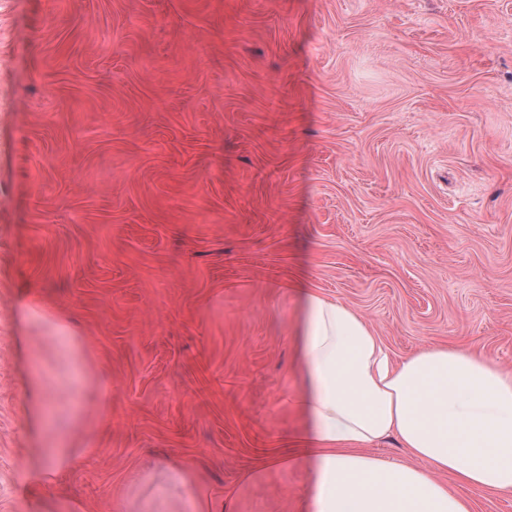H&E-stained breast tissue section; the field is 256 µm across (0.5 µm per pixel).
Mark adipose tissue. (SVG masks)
Returning <instances> with one entry per match:
<instances>
[{"label":"adipose tissue","instance_id":"adipose-tissue-1","mask_svg":"<svg viewBox=\"0 0 512 512\" xmlns=\"http://www.w3.org/2000/svg\"><path fill=\"white\" fill-rule=\"evenodd\" d=\"M293 336L310 512H471L441 482L512 493V371L453 346L396 362L358 311L301 289ZM396 437L410 460L365 448ZM165 469L189 512H215L191 468Z\"/></svg>","mask_w":512,"mask_h":512}]
</instances>
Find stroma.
Instances as JSON below:
<instances>
[{
	"instance_id": "stroma-1",
	"label": "stroma",
	"mask_w": 512,
	"mask_h": 512,
	"mask_svg": "<svg viewBox=\"0 0 512 512\" xmlns=\"http://www.w3.org/2000/svg\"><path fill=\"white\" fill-rule=\"evenodd\" d=\"M301 285L512 368V0H0V512H308ZM75 457L74 453L61 449L55 453L43 454L39 452V459L31 473L34 477L47 473H57L70 468ZM164 468L180 489L190 512H215V504L201 491L193 471L186 463L169 459L164 464Z\"/></svg>"
}]
</instances>
